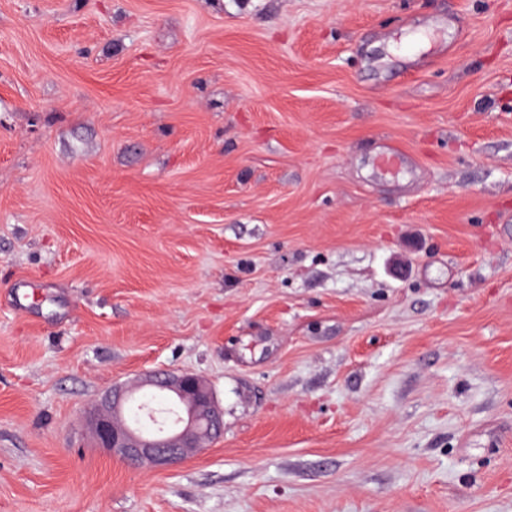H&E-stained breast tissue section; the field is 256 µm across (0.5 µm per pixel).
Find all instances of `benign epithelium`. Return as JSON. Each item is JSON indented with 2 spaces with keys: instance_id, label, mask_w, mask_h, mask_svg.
Returning a JSON list of instances; mask_svg holds the SVG:
<instances>
[{
  "instance_id": "7a95c632",
  "label": "benign epithelium",
  "mask_w": 512,
  "mask_h": 512,
  "mask_svg": "<svg viewBox=\"0 0 512 512\" xmlns=\"http://www.w3.org/2000/svg\"><path fill=\"white\" fill-rule=\"evenodd\" d=\"M97 446L132 465L171 467L224 434V410L191 373L144 374L115 384L88 410Z\"/></svg>"
}]
</instances>
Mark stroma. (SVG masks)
Wrapping results in <instances>:
<instances>
[{"instance_id":"35a3bbf8","label":"stroma","mask_w":512,"mask_h":512,"mask_svg":"<svg viewBox=\"0 0 512 512\" xmlns=\"http://www.w3.org/2000/svg\"><path fill=\"white\" fill-rule=\"evenodd\" d=\"M0 512H512V0H0ZM149 388L175 405L171 422H156L151 409L140 406L147 424L126 420L137 390ZM98 448L132 465L171 467L205 441L224 434V410L209 385L191 373L166 370L145 373L133 386L112 385L88 410Z\"/></svg>"}]
</instances>
